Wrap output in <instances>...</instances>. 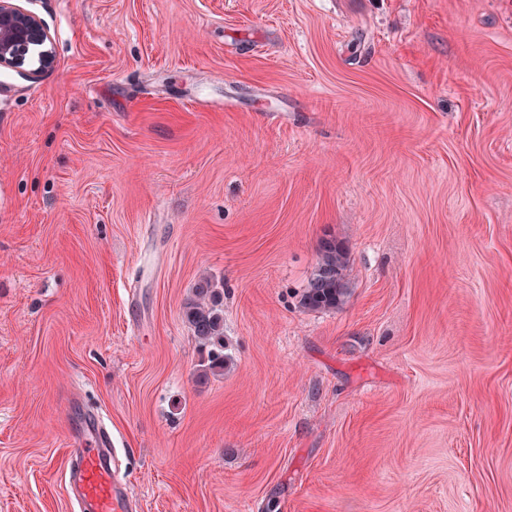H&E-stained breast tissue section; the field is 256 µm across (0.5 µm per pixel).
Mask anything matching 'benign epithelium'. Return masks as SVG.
<instances>
[{"instance_id": "benign-epithelium-1", "label": "benign epithelium", "mask_w": 512, "mask_h": 512, "mask_svg": "<svg viewBox=\"0 0 512 512\" xmlns=\"http://www.w3.org/2000/svg\"><path fill=\"white\" fill-rule=\"evenodd\" d=\"M37 58L38 73L55 62L53 39L41 18L14 3L0 0V69H21Z\"/></svg>"}]
</instances>
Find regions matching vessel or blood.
I'll return each mask as SVG.
<instances>
[{
    "label": "vessel or blood",
    "mask_w": 512,
    "mask_h": 512,
    "mask_svg": "<svg viewBox=\"0 0 512 512\" xmlns=\"http://www.w3.org/2000/svg\"><path fill=\"white\" fill-rule=\"evenodd\" d=\"M86 431L95 441L92 446L75 448L69 467V480L75 484L81 503L87 504L90 512H129L127 489L117 476L118 463L111 456L96 415H89Z\"/></svg>",
    "instance_id": "1"
}]
</instances>
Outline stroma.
I'll list each match as a JSON object with an SVG mask.
<instances>
[{"label":"stroma","instance_id":"obj_1","mask_svg":"<svg viewBox=\"0 0 512 512\" xmlns=\"http://www.w3.org/2000/svg\"><path fill=\"white\" fill-rule=\"evenodd\" d=\"M17 3L55 62L0 71V512H80L91 411L136 512H512V0ZM350 266L347 250L336 239H324L318 261L311 272L301 302L312 311H331L342 307L351 293L346 271ZM221 292L214 288L208 277L198 282L194 299L185 306L184 318L191 328L196 341L202 347L209 348V364L198 375L199 380L208 379V374L223 373L228 365V356L224 354V317L218 308Z\"/></svg>","mask_w":512,"mask_h":512}]
</instances>
